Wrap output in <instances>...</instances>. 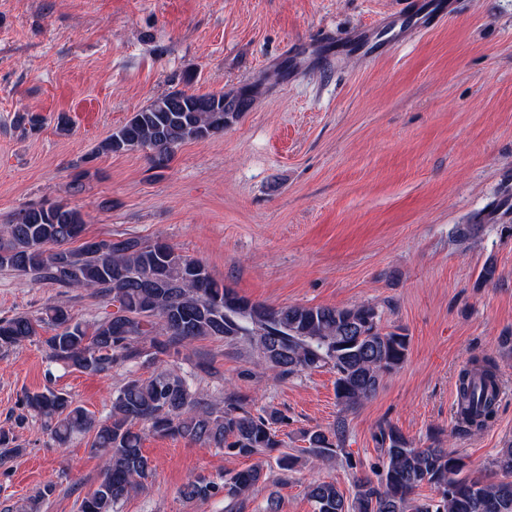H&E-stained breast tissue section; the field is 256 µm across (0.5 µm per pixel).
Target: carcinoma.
<instances>
[{
  "label": "carcinoma",
  "mask_w": 512,
  "mask_h": 512,
  "mask_svg": "<svg viewBox=\"0 0 512 512\" xmlns=\"http://www.w3.org/2000/svg\"><path fill=\"white\" fill-rule=\"evenodd\" d=\"M234 104L237 111L226 112L222 94H164L133 113L99 144L96 154L149 150L154 162L162 165L181 144L224 133L245 109L240 98ZM21 211L23 221L13 218L0 224V270L37 285L90 290L118 304V309L89 327L73 321L68 307L59 303L45 305L38 317L0 318V347L33 339L45 324L53 330L45 339L50 358L64 367L107 376L126 362L157 366L147 378L125 379L113 393L112 410L104 420L66 392L47 388L25 395L28 412L44 420L58 446L67 445L76 434H92L91 451L100 458L101 473L79 512H116L121 501L144 489L153 472L142 451L148 432L241 457L269 456L284 447L278 439L284 417L278 411L254 414L235 395L219 408L192 389L177 370L165 366L160 354H177L201 339L229 344L245 340L278 377L326 366L334 370L336 398L345 411L375 396L383 377L406 360L409 336L402 328L384 330L370 304L266 306L224 286L201 261L166 242L108 237L74 248L72 243L85 230L78 209L50 202ZM502 385L497 365L486 357H473L463 366L454 403L457 431L476 433L493 421ZM302 436L315 461L342 456L348 468H357L344 448L345 417L328 428L307 429ZM379 442V463L373 466L377 480L354 475L350 497L333 482H313L307 495L315 512H512V444L497 451L492 465L498 479L486 482L465 473L456 452L438 446L414 448L394 426L380 430ZM23 452L10 434L0 432V459ZM263 477V466L256 464L224 474L220 484L192 481L180 495L187 501H204L222 494L231 507L240 509ZM423 485L430 486L433 497L415 496ZM55 491L53 484L38 489L29 501V512H39Z\"/></svg>",
  "instance_id": "cac0c4a2"
}]
</instances>
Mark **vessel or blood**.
<instances>
[{"label":"vessel or blood","mask_w":512,"mask_h":512,"mask_svg":"<svg viewBox=\"0 0 512 512\" xmlns=\"http://www.w3.org/2000/svg\"><path fill=\"white\" fill-rule=\"evenodd\" d=\"M451 12L448 0H405L403 6L388 15L385 21L344 37L343 42L369 56L380 46L382 39H389L394 45L402 43L411 32L423 30Z\"/></svg>","instance_id":"vessel-or-blood-1"}]
</instances>
